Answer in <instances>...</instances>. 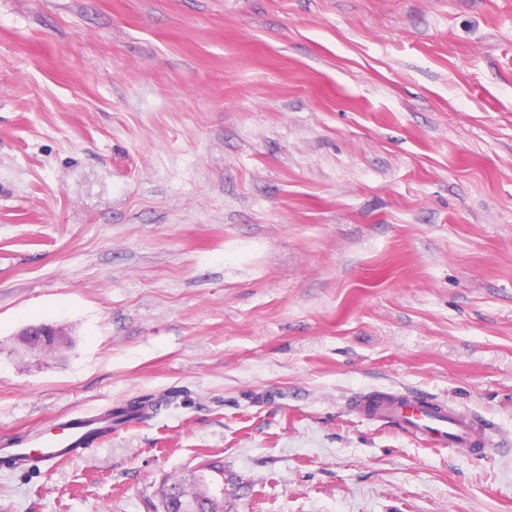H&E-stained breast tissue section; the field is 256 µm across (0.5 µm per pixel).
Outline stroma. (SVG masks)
<instances>
[{"label": "stroma", "mask_w": 512, "mask_h": 512, "mask_svg": "<svg viewBox=\"0 0 512 512\" xmlns=\"http://www.w3.org/2000/svg\"><path fill=\"white\" fill-rule=\"evenodd\" d=\"M137 401L0 512H512V0H0V444ZM49 328L54 330V335L52 336H63L58 328L48 323L41 322L37 324H30L21 329L18 334V336H24L21 349L26 353H49L54 350L60 343L56 337L52 345L47 343L46 334ZM354 408L363 416L393 422L405 433L439 448H463L472 455L485 454L488 449L489 432L483 421L438 400L392 391L361 396Z\"/></svg>", "instance_id": "stroma-1"}]
</instances>
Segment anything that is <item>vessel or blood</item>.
Here are the masks:
<instances>
[{"label":"vessel or blood","mask_w":512,"mask_h":512,"mask_svg":"<svg viewBox=\"0 0 512 512\" xmlns=\"http://www.w3.org/2000/svg\"><path fill=\"white\" fill-rule=\"evenodd\" d=\"M354 407L363 416L395 423L405 433L440 448H462L473 455L487 451L485 423L438 400L392 391L361 396ZM112 429L111 411L73 414L59 424L31 431L23 447H0V467L27 470L69 460L111 437Z\"/></svg>","instance_id":"1"}]
</instances>
